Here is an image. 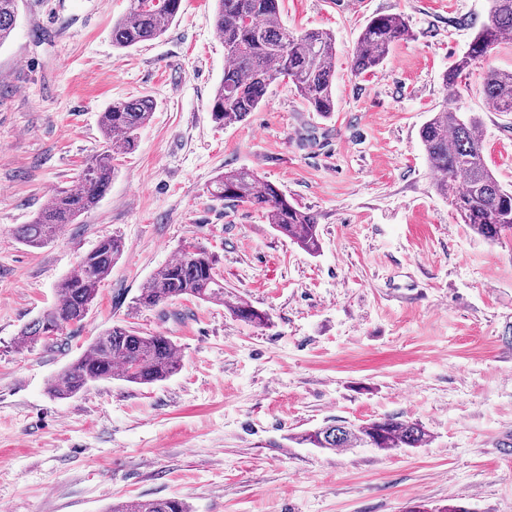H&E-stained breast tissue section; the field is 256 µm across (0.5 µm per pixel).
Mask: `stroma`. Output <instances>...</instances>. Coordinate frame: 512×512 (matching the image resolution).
<instances>
[{"label":"stroma","mask_w":512,"mask_h":512,"mask_svg":"<svg viewBox=\"0 0 512 512\" xmlns=\"http://www.w3.org/2000/svg\"><path fill=\"white\" fill-rule=\"evenodd\" d=\"M129 5L20 0L0 47V512L170 497L192 512H512V454L500 451L512 442V236L492 243L460 223L420 140L442 105L480 115L487 164L512 189V112L489 111L483 88L485 71L512 70V40L455 93L442 82L489 0H283L288 30L336 38V110L308 111L278 78L226 128L209 112L225 65L213 0H183L163 36L121 50L111 29ZM387 14L411 39L353 73L360 31ZM144 96L155 112L97 207L44 247L19 243L15 229L102 152L105 107ZM240 168L317 215V254L210 197ZM112 235L125 251L84 321L18 349L58 283ZM185 241L216 255L225 294L267 312V326L206 302L178 301L166 319L134 304ZM115 323L172 336L181 371L51 397L50 381ZM392 415L430 442L329 452L293 440Z\"/></svg>","instance_id":"35a3bbf8"}]
</instances>
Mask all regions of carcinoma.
I'll list each match as a JSON object with an SVG mask.
<instances>
[{
    "instance_id": "1",
    "label": "carcinoma",
    "mask_w": 512,
    "mask_h": 512,
    "mask_svg": "<svg viewBox=\"0 0 512 512\" xmlns=\"http://www.w3.org/2000/svg\"><path fill=\"white\" fill-rule=\"evenodd\" d=\"M281 0H215L214 27L224 42L227 64L211 101L214 123L242 122L263 101L277 77L291 82L306 108L323 117L336 110L333 89L336 38L330 32L309 29L294 33L281 22ZM488 21L476 32L468 50L445 73V86L454 88L495 46L512 36V0H490ZM182 0H130L128 12L112 23V45L129 49L160 37L180 13ZM19 0H0V45L12 35ZM411 37L401 15H379L368 21L353 50V68L362 73L387 58L392 46ZM486 102L495 112H512V71L489 70L484 77ZM153 99L116 100L100 114L106 150L91 159L79 178L56 191L30 224L20 225L15 236L30 248H41L63 224L74 223L92 210L112 184V156L130 150L139 130L151 120ZM439 192L448 197L464 224L478 236L494 242L512 231V190L506 189L485 159L483 122L477 116L444 106L433 113L420 131ZM209 194L233 206L246 204L261 212L281 235L309 254L320 249L317 217L288 199L275 184L252 169H238L216 177ZM124 252V243L107 236L82 256L77 269L57 287L56 303L20 331L18 349L52 341L64 329L79 325L97 297L100 284ZM194 299L226 307L237 319L266 326L268 314L244 300L224 299V281L216 260L192 242L180 245L174 260L164 265L139 288L136 305L157 309L162 316L179 300ZM181 368L177 344L160 332L145 333L114 324L49 383L55 398H68L92 384L119 378L150 385L168 379ZM431 435L417 421L388 416L360 426L336 421L294 437L299 444L331 451L371 447L383 451L420 448ZM109 512H190L178 498L137 499L112 505Z\"/></svg>"
}]
</instances>
